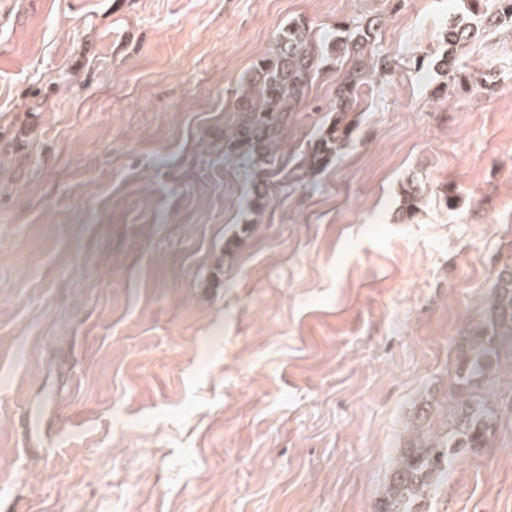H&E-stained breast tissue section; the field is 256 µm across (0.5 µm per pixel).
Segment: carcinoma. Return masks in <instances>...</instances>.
I'll list each match as a JSON object with an SVG mask.
<instances>
[{
	"label": "carcinoma",
	"mask_w": 512,
	"mask_h": 512,
	"mask_svg": "<svg viewBox=\"0 0 512 512\" xmlns=\"http://www.w3.org/2000/svg\"><path fill=\"white\" fill-rule=\"evenodd\" d=\"M492 27L512 29V0H470L468 17L448 25L443 31L448 49L437 65L443 77L457 79L454 48L480 39L484 31ZM367 38L369 34L358 32L353 38L339 37L331 46L321 47L311 39L304 21H289L278 34L272 50L259 58L252 68L238 99L243 119L235 137L224 144L225 151L235 154L242 151L251 160H258L285 115L296 107L313 73L335 53L349 56L353 61L336 88V108L347 111L361 81L359 64ZM466 81L486 94L495 88V82L481 76L463 78L459 83ZM350 134L344 117H338L312 150V164L318 166L327 160L337 144L349 139ZM424 198L421 183L412 177L407 179L401 188L399 218L413 219L421 210ZM504 339L512 341V262L503 265L497 275L482 324L463 337L460 388L471 387L492 371L498 344ZM427 413L428 410L421 409L418 417L421 427L406 443L375 512H426L425 502L448 467V449L484 448L494 428L491 409L468 397L458 401L451 431L444 438L424 430L422 423Z\"/></svg>",
	"instance_id": "carcinoma-1"
}]
</instances>
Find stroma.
I'll return each instance as SVG.
<instances>
[{
	"label": "stroma",
	"instance_id": "1",
	"mask_svg": "<svg viewBox=\"0 0 512 512\" xmlns=\"http://www.w3.org/2000/svg\"><path fill=\"white\" fill-rule=\"evenodd\" d=\"M463 0H0V512H375L512 261V32L456 55ZM377 19L321 168L346 58L265 157L225 154L254 62ZM393 69L380 82L371 63ZM429 198L397 220L401 186ZM454 185L455 210L435 200ZM487 447L430 512H512V348L468 388ZM43 409L31 438L28 410Z\"/></svg>",
	"mask_w": 512,
	"mask_h": 512
}]
</instances>
